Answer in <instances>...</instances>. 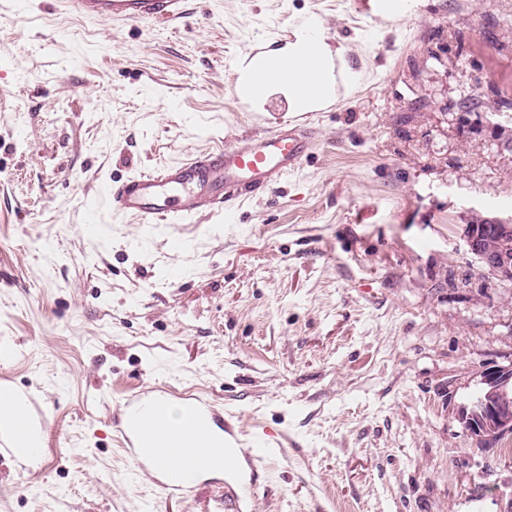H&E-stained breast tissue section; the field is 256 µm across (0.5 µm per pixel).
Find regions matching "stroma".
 Returning <instances> with one entry per match:
<instances>
[{"mask_svg":"<svg viewBox=\"0 0 512 512\" xmlns=\"http://www.w3.org/2000/svg\"><path fill=\"white\" fill-rule=\"evenodd\" d=\"M55 2L0 0V379L43 448L0 459V512H206L219 480L169 499L128 462L114 416L155 389L284 438L240 512H512V434L462 420L512 365V282L458 233L512 216V0H186L170 27ZM312 13L361 79L301 169L183 251L143 239L101 186L259 132L232 62Z\"/></svg>","mask_w":512,"mask_h":512,"instance_id":"stroma-1","label":"stroma"}]
</instances>
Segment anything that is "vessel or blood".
Masks as SVG:
<instances>
[{"instance_id": "1", "label": "vessel or blood", "mask_w": 512, "mask_h": 512, "mask_svg": "<svg viewBox=\"0 0 512 512\" xmlns=\"http://www.w3.org/2000/svg\"><path fill=\"white\" fill-rule=\"evenodd\" d=\"M81 17L102 22L155 21L173 25L182 18V0H63ZM293 30H275L273 47H254L233 64L230 86L238 105L253 106L256 99L284 94L294 72L287 54L276 43L293 39ZM310 77L339 86L343 76L329 66L318 40L299 45ZM317 141V133L299 117L280 121L266 133L225 144L224 148L195 156L127 180L108 185L105 197L114 212L136 217L145 236L164 235L173 251L186 248L178 227L185 218L203 208L231 212L242 201L264 193L274 183L300 169ZM11 390L0 385L7 406L0 410V458L17 450L38 454L28 415L11 405ZM182 420L172 423V400L168 392L139 394L126 404L122 434L126 453L136 471L157 475L169 495H188L202 474L221 475L226 490L213 512H239L243 494L251 485L245 474H257L263 459L277 455L276 446L252 441L240 450L237 434L223 424L224 413L209 400L187 395Z\"/></svg>"}]
</instances>
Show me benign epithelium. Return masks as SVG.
I'll use <instances>...</instances> for the list:
<instances>
[{
    "instance_id": "7a95c632",
    "label": "benign epithelium",
    "mask_w": 512,
    "mask_h": 512,
    "mask_svg": "<svg viewBox=\"0 0 512 512\" xmlns=\"http://www.w3.org/2000/svg\"><path fill=\"white\" fill-rule=\"evenodd\" d=\"M460 237L482 268L512 281V217L478 216L473 223L460 225ZM482 383L485 392L463 421L491 438L512 429V366L484 373Z\"/></svg>"
}]
</instances>
